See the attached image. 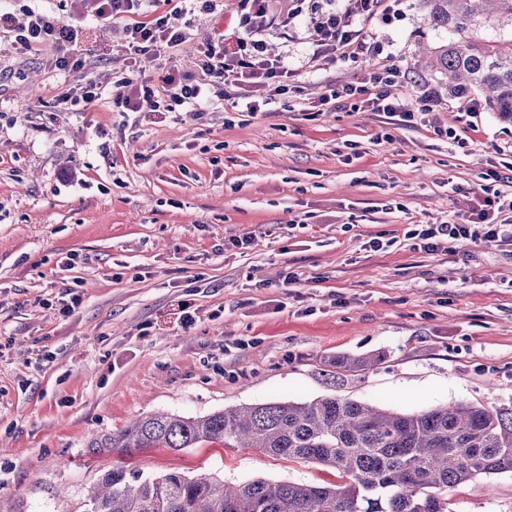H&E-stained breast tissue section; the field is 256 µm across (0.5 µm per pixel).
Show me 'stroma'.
Segmentation results:
<instances>
[{"mask_svg":"<svg viewBox=\"0 0 512 512\" xmlns=\"http://www.w3.org/2000/svg\"><path fill=\"white\" fill-rule=\"evenodd\" d=\"M392 21H362L379 47L366 62L311 57L312 26L256 19L271 52L298 70L288 97L257 114L230 101L199 113L117 112L123 26L86 20L80 46L94 106L55 111L62 78L52 50L17 54L0 26V503L25 512H88L86 493L113 463L88 453L90 435L163 411L183 416L268 401L337 395L400 413L439 404L512 408V244L470 243L427 253L407 233L465 222L512 163V124L467 114L415 63L447 43L423 0H386ZM196 43L234 46L237 0L210 15L178 14ZM400 68L394 92L435 95L430 121L383 128L372 112L335 110L326 83ZM464 131L466 146L436 136ZM248 236L247 249L234 246ZM387 246L372 251L373 238ZM76 265H68L69 254ZM298 283L284 285L287 272ZM63 317L43 302L66 291ZM197 322L181 327L180 302ZM383 353L337 375L339 355ZM144 474L179 471L239 484L262 478L337 482L311 461L205 441L129 457ZM449 512H512V474L448 491Z\"/></svg>","mask_w":512,"mask_h":512,"instance_id":"obj_1","label":"stroma"}]
</instances>
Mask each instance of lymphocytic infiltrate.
<instances>
[{"label":"lymphocytic infiltrate","instance_id":"1","mask_svg":"<svg viewBox=\"0 0 512 512\" xmlns=\"http://www.w3.org/2000/svg\"><path fill=\"white\" fill-rule=\"evenodd\" d=\"M381 0H238L239 24L244 31L234 48L223 41H210L196 51L195 69L181 71L173 62H165L158 77L124 76L113 84L112 105L121 112H138L143 106L153 110L174 111L190 107L198 100L216 95L229 98L231 92L252 88L254 96L247 101L248 112L255 113L267 105L269 97L283 96L292 88V71L281 58L270 55L267 42L253 25L255 18L278 9L280 17L289 20L307 14L312 24L311 45L315 59L333 64L341 59L366 60L378 51L357 25L358 17L375 14ZM155 0H72L68 16L54 11H26V19L13 29L11 47L17 52L48 44L55 51L52 65L61 74L81 71L86 59L77 50L79 32L84 19L120 22L124 25L125 52L129 64L143 56L169 53L188 41L184 29L172 25L168 15H150ZM400 77L398 67L391 66L371 72L360 82L327 87L321 104L364 98L372 111L383 114L389 125L413 123L429 116L433 97L423 93L416 106L396 98L392 88ZM512 212V196L501 192L483 196L472 208L465 224H424L411 230V237L420 241L427 252L441 249L443 244L463 245L469 242H512V221L504 212Z\"/></svg>","mask_w":512,"mask_h":512}]
</instances>
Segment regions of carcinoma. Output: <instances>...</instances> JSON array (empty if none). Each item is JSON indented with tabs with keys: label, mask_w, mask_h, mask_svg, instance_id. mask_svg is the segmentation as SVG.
Returning <instances> with one entry per match:
<instances>
[{
	"label": "carcinoma",
	"mask_w": 512,
	"mask_h": 512,
	"mask_svg": "<svg viewBox=\"0 0 512 512\" xmlns=\"http://www.w3.org/2000/svg\"><path fill=\"white\" fill-rule=\"evenodd\" d=\"M433 27L451 33L424 69L450 97L482 99L512 122V38L482 43L483 21L512 19V0H424ZM354 372L374 358L338 356ZM233 441L272 456L332 468L340 484L255 479L226 485L180 472L135 474L112 464L87 494L89 512H448V488L482 476L512 473V409L465 403L396 413L325 396L270 401L198 417L154 413L90 438L94 454L123 457L143 448L180 452L205 440Z\"/></svg>",
	"instance_id": "obj_1"
}]
</instances>
